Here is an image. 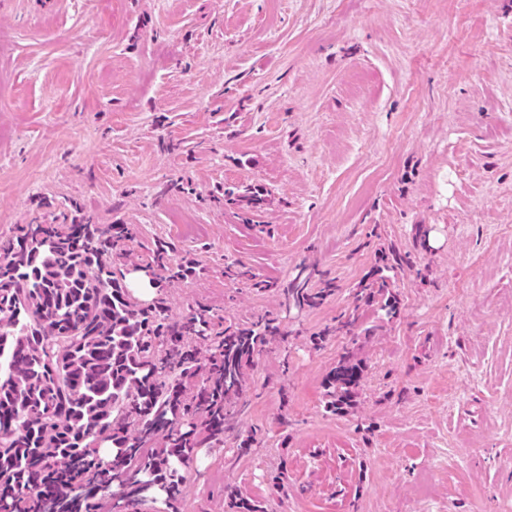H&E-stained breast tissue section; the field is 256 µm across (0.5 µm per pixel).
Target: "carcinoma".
<instances>
[{
  "mask_svg": "<svg viewBox=\"0 0 512 512\" xmlns=\"http://www.w3.org/2000/svg\"><path fill=\"white\" fill-rule=\"evenodd\" d=\"M250 213L265 195L244 186L225 192ZM129 229L100 228L73 215L68 224H26L0 254V502L11 512L50 501L51 512H81L103 491L104 476L88 465L100 443L112 442V496L134 501L158 487L171 499L196 459L200 436L224 432L246 388L254 355L283 336L260 318L213 335L210 315L196 310L171 321L163 299L144 305L121 284L118 259ZM147 265L164 280L186 270L172 265L162 245ZM313 273L296 268L285 299L303 308L335 291L313 288ZM395 296L383 277L361 281L354 302ZM352 351L341 354L329 375L327 409L348 406L362 378ZM78 466V493L58 498L48 475ZM234 512H263L252 500L228 494Z\"/></svg>",
  "mask_w": 512,
  "mask_h": 512,
  "instance_id": "cac0c4a2",
  "label": "carcinoma"
}]
</instances>
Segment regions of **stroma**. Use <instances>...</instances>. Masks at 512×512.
<instances>
[{
  "instance_id": "1",
  "label": "stroma",
  "mask_w": 512,
  "mask_h": 512,
  "mask_svg": "<svg viewBox=\"0 0 512 512\" xmlns=\"http://www.w3.org/2000/svg\"><path fill=\"white\" fill-rule=\"evenodd\" d=\"M76 210L192 262L172 319L287 334L177 499L101 512H512V0H0V242ZM391 250L396 315L355 306ZM301 264L337 290L290 309ZM224 195L237 204L241 209L245 210L246 213L255 211L264 204L265 195L260 193L255 187L243 186L237 188L236 192L224 191ZM362 366L354 357L350 350L341 354L336 367L329 375L330 400L328 409L332 412L341 410L348 406L352 400L355 390L358 388L362 378Z\"/></svg>"
}]
</instances>
